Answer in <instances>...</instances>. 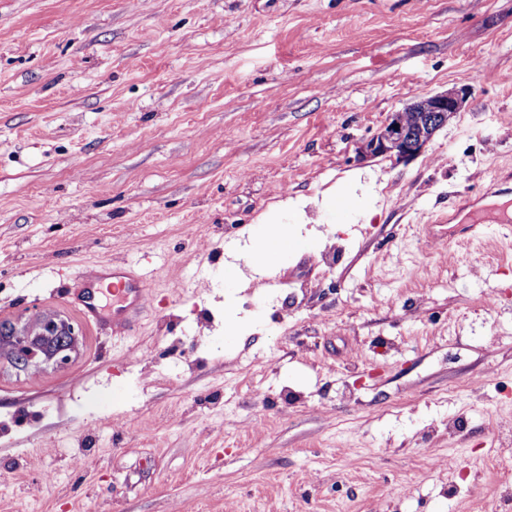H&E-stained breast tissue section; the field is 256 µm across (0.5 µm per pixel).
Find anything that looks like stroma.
Wrapping results in <instances>:
<instances>
[{"label":"stroma","mask_w":512,"mask_h":512,"mask_svg":"<svg viewBox=\"0 0 512 512\" xmlns=\"http://www.w3.org/2000/svg\"><path fill=\"white\" fill-rule=\"evenodd\" d=\"M466 84L421 155L358 160ZM460 194L512 206V0H0V322L84 330L61 368L0 347V512L512 500V223L460 234ZM102 263L149 296L118 335Z\"/></svg>","instance_id":"35a3bbf8"}]
</instances>
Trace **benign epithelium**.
Returning a JSON list of instances; mask_svg holds the SVG:
<instances>
[{
  "mask_svg": "<svg viewBox=\"0 0 512 512\" xmlns=\"http://www.w3.org/2000/svg\"><path fill=\"white\" fill-rule=\"evenodd\" d=\"M471 87L419 98L405 109L392 112L382 126L361 146L364 159L386 157L403 162L420 155L448 119L460 111ZM82 331L68 318L54 314L33 324L0 323V340L12 350L14 365L26 370L42 360L63 365L75 351Z\"/></svg>",
  "mask_w": 512,
  "mask_h": 512,
  "instance_id": "benign-epithelium-1",
  "label": "benign epithelium"
}]
</instances>
